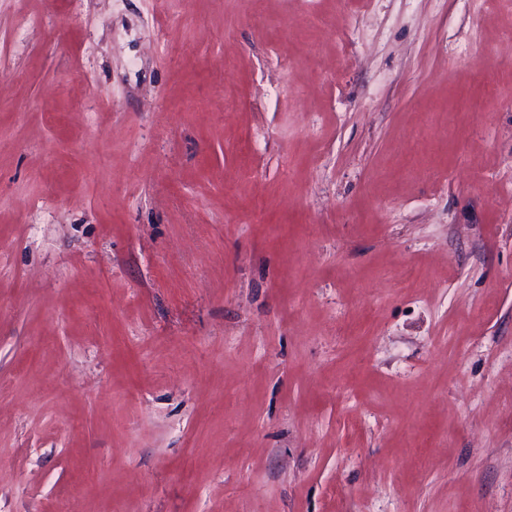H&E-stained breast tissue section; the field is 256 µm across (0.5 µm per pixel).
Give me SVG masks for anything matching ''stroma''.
I'll list each match as a JSON object with an SVG mask.
<instances>
[{
	"mask_svg": "<svg viewBox=\"0 0 512 512\" xmlns=\"http://www.w3.org/2000/svg\"><path fill=\"white\" fill-rule=\"evenodd\" d=\"M0 0V512H512V0Z\"/></svg>",
	"mask_w": 512,
	"mask_h": 512,
	"instance_id": "stroma-1",
	"label": "stroma"
}]
</instances>
